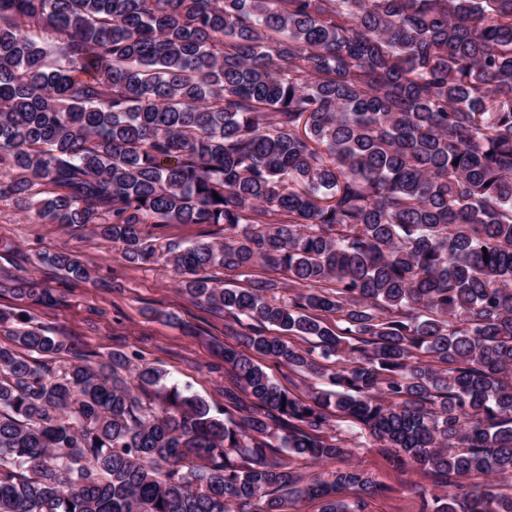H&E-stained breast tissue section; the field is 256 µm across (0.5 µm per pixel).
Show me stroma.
<instances>
[{"mask_svg": "<svg viewBox=\"0 0 512 512\" xmlns=\"http://www.w3.org/2000/svg\"><path fill=\"white\" fill-rule=\"evenodd\" d=\"M0 241L14 245L13 251H0V269L27 271L57 297L54 307H31L36 325L68 337L82 353L138 354L164 369L172 382L223 408L228 374L221 349L237 339L225 334L223 314L181 293L172 268L129 267L117 250L88 231L33 223L28 212L10 202L0 203ZM63 249L80 255L92 271L90 280L76 281L39 263L40 253ZM353 459L388 487L367 498L365 512H418L413 486L423 482L422 473L392 471L370 438L361 441Z\"/></svg>", "mask_w": 512, "mask_h": 512, "instance_id": "1", "label": "stroma"}]
</instances>
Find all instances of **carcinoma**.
<instances>
[{
    "label": "carcinoma",
    "mask_w": 512,
    "mask_h": 512,
    "mask_svg": "<svg viewBox=\"0 0 512 512\" xmlns=\"http://www.w3.org/2000/svg\"><path fill=\"white\" fill-rule=\"evenodd\" d=\"M3 201L186 275L241 349L216 414L0 308V512H364L367 435L419 512H512V0H0ZM222 225L213 226L207 224H167L166 227L159 229L161 242H172L179 245H188L192 242L210 237H222L224 231L220 228ZM265 365L271 369L272 373L283 387L287 388L296 395L303 396L308 394L309 391L314 388V385L317 384V382L312 379L303 378L299 375L289 372L288 368L281 366L277 367L270 362H265Z\"/></svg>",
    "instance_id": "obj_1"
}]
</instances>
